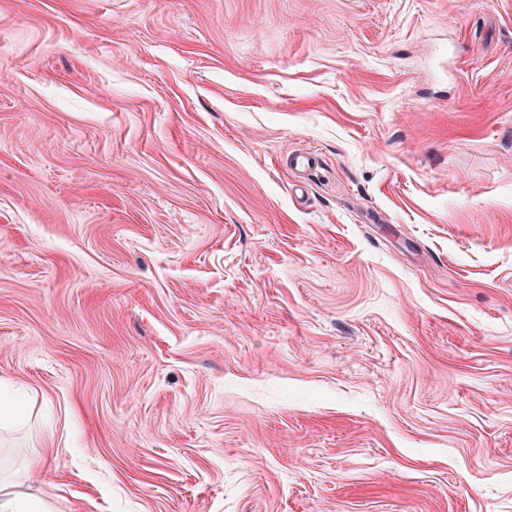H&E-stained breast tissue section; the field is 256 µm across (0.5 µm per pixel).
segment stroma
I'll return each instance as SVG.
<instances>
[{
	"label": "stroma",
	"instance_id": "35a3bbf8",
	"mask_svg": "<svg viewBox=\"0 0 512 512\" xmlns=\"http://www.w3.org/2000/svg\"><path fill=\"white\" fill-rule=\"evenodd\" d=\"M0 381L17 512H512V0H0Z\"/></svg>",
	"mask_w": 512,
	"mask_h": 512
}]
</instances>
